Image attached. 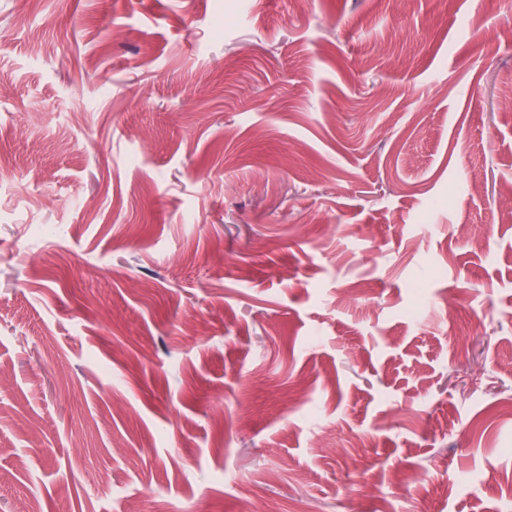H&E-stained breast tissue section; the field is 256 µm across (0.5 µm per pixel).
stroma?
<instances>
[{
	"label": "stroma",
	"instance_id": "35a3bbf8",
	"mask_svg": "<svg viewBox=\"0 0 512 512\" xmlns=\"http://www.w3.org/2000/svg\"><path fill=\"white\" fill-rule=\"evenodd\" d=\"M502 0H0V512L512 502Z\"/></svg>",
	"mask_w": 512,
	"mask_h": 512
}]
</instances>
